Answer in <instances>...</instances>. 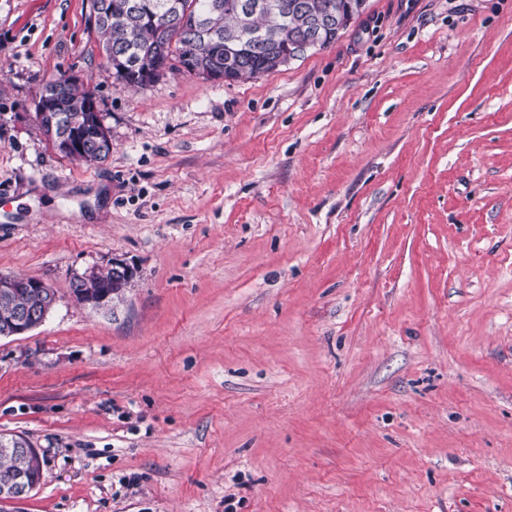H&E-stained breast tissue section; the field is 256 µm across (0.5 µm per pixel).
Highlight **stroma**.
Returning <instances> with one entry per match:
<instances>
[{
	"label": "stroma",
	"mask_w": 512,
	"mask_h": 512,
	"mask_svg": "<svg viewBox=\"0 0 512 512\" xmlns=\"http://www.w3.org/2000/svg\"><path fill=\"white\" fill-rule=\"evenodd\" d=\"M88 0H0V437L10 512H512V0H368L236 82L128 89ZM93 88L102 163L34 120ZM137 269L111 311L74 273ZM21 289H26L27 292L22 293L12 300L2 302L0 307L9 306L13 304L15 307L12 310L2 311L0 313V337L21 336L29 333L35 327L42 324L52 307L56 303V295L53 293L51 287L43 280L38 278L19 279L11 276H0V296L4 299H10L18 294ZM47 296L43 305L42 298ZM43 305V310H41ZM21 308L40 309L37 312H29ZM0 446L4 449L14 446L12 441L1 439ZM0 447V502L20 501L25 494V488L21 476L24 474L26 484L29 487L28 494L38 487L44 475V460L41 462L33 456H26L24 452H3ZM11 477V478H9ZM8 478V479H6ZM27 494V495H28Z\"/></svg>",
	"instance_id": "35a3bbf8"
}]
</instances>
